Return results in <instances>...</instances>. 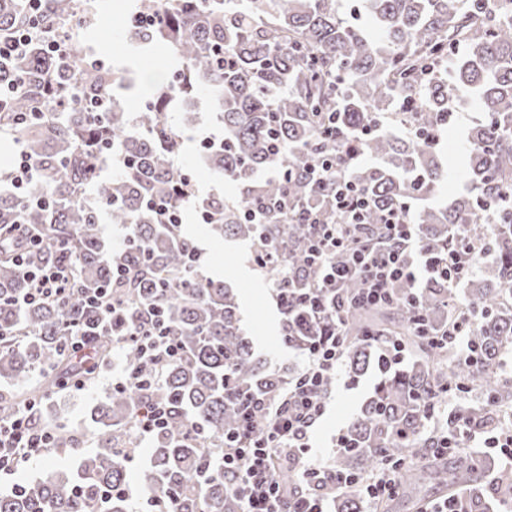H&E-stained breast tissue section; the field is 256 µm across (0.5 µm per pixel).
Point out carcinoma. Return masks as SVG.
<instances>
[{"mask_svg":"<svg viewBox=\"0 0 512 512\" xmlns=\"http://www.w3.org/2000/svg\"><path fill=\"white\" fill-rule=\"evenodd\" d=\"M339 0H153L143 11L162 10L155 25L131 26L129 38L141 46L164 44L181 63L172 83L155 87L151 98L131 115L113 94L119 72L91 64L83 41L98 37L89 22L97 0H46L44 15L26 51L0 58V134L29 158L32 175L20 192L0 189V413L43 401L72 387L85 365L74 360L67 326L82 321V294L111 289L121 309L120 325H131L152 311L162 328L180 341L182 356L158 367L140 358L136 345L122 343L125 367L137 369L142 385L112 389L91 420L97 447L80 457L75 470H56L18 483L0 493V512H126L115 487L128 486L127 457L135 455L137 414L150 402L170 408L168 425L152 434L149 463L141 474L150 494H176L175 512H240L230 487L232 474L202 468L207 450L224 447V432L238 420L236 400L282 396L294 377L257 357L244 329L238 290L221 278L196 281L187 253L196 245L179 224H157L144 207L150 196H167L183 206L174 186L185 172L171 155L181 138L165 114L182 107L177 86L192 96L204 91L216 111L223 135L205 150L209 167L240 185L237 205L204 200L216 214L210 231L221 238L255 244L261 239L288 244L284 253L289 281L317 284L319 271L300 263L297 249L308 226L300 207L321 212L324 223L341 222L329 203L331 186L311 179L312 159L332 146L320 138L326 112H333L344 139L337 153L350 148L367 159L347 163L343 173L355 181L376 208L399 207L436 195L448 179V162L436 147L376 126L407 118L433 131L443 127L454 94L471 93L481 123L467 135L462 175L471 193L444 208L422 207L411 215L428 249L443 256L462 235L492 234L494 261L473 283L455 316L479 312L469 336L480 364L456 363L417 330L412 298L425 327L439 334L448 327L443 304L453 289L440 279L422 288L399 281L401 305L346 307L348 332L344 359L357 377L378 362L380 351L368 334L403 336L413 359L382 373L373 396L346 430L347 448L332 469L366 478L381 462L405 463L398 497L412 500L430 483L450 492L475 481L476 471L442 460L429 438L425 403L444 391L476 389L497 406L512 404V384L497 371L503 350L512 347V0H359L370 27L339 14ZM30 25L25 0H0V40ZM57 37L62 53L45 51L44 40ZM106 93L103 110L72 107ZM413 97L414 112L397 111L399 99ZM118 146L130 160L97 195L105 159ZM282 169L265 179L258 174ZM288 195V210L279 201ZM269 206L267 223L248 224L242 209L257 199ZM121 224L130 239L118 258L104 238V223ZM43 238L28 257L73 270L72 293L62 303L25 304L30 288L14 261L12 244L26 231ZM131 268L129 279L115 283L112 263ZM315 325L281 321V341L299 348L313 338ZM117 335L96 337L92 352L106 362ZM42 381L33 387L32 377ZM67 424L53 425V446L73 448ZM311 494L334 502L336 512H359V499L328 476L311 480Z\"/></svg>","mask_w":512,"mask_h":512,"instance_id":"cac0c4a2","label":"carcinoma"}]
</instances>
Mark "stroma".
<instances>
[{
    "label": "stroma",
    "mask_w": 512,
    "mask_h": 512,
    "mask_svg": "<svg viewBox=\"0 0 512 512\" xmlns=\"http://www.w3.org/2000/svg\"><path fill=\"white\" fill-rule=\"evenodd\" d=\"M106 2V8L95 16L103 35L99 40L87 42L86 51L89 58L103 59L107 65L131 66L133 86L125 91L124 96L133 102H142L149 98L156 85L170 77L171 56L166 48L159 47L147 55L130 59L127 54L124 20L134 11L132 0ZM464 110L466 117L463 123L449 125L447 133L442 137V151L450 161L451 167L447 183L440 193L430 200L434 206L446 205L458 195L470 190L469 185L458 176L457 169L467 154V129L480 120L481 114L470 102L465 104ZM166 120L184 141L183 149L173 155L172 161L176 167L191 175L198 198L216 197L223 199L225 204H236L239 199L238 187L225 182L202 163L201 139L207 136L215 138L220 133L213 114L205 109L200 110L196 125L189 129L184 126L182 112H169ZM183 229L205 253L204 276L224 278L226 283L238 288L243 322L258 350L273 368L296 372L299 359L291 349L284 347L280 340L281 315L273 299L271 282L266 276L254 271L249 261V245L234 239L211 236L206 225L197 222L195 206L191 203L185 206ZM120 369V361L111 360L101 368L99 375L88 387L79 390L68 389L52 398L51 403L58 409L61 421L75 429L82 439L79 448L56 454L58 464L69 469L76 468L80 453L93 448L94 426L90 420V411L94 406L107 400ZM376 382V375L368 374L360 378L354 388H345L340 383L334 387L328 400L327 412L312 437L314 452L322 465L333 464L336 458L337 435L344 431L348 421L359 412L364 401L371 395Z\"/></svg>",
    "instance_id": "stroma-1"
}]
</instances>
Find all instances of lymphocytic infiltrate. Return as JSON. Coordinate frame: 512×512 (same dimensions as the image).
I'll list each match as a JSON object with an SVG mask.
<instances>
[{"label":"lymphocytic infiltrate","instance_id":"obj_1","mask_svg":"<svg viewBox=\"0 0 512 512\" xmlns=\"http://www.w3.org/2000/svg\"><path fill=\"white\" fill-rule=\"evenodd\" d=\"M311 172L317 180H334V204L344 216L343 223H322L318 213L307 212L303 220L310 228L300 252L303 263L318 269L321 279L314 288L300 289L295 299H287L281 283H274L276 304L284 315L299 314L320 324L315 341L303 346V360L295 384L279 402L256 400L243 406L237 425L224 436V452L208 459V466L220 465L234 473V492L241 499L242 512H325L324 499L303 491L302 486L323 467L311 456V437L326 412L327 401L319 391L326 378L336 374L344 356L342 316L337 295L351 278H359L362 288L355 306L395 303L393 286L401 279L415 278L418 271L456 283L489 250V242L460 238L457 246L443 258L433 257L409 207L373 210L369 198L356 182L345 178L333 156L315 157ZM375 211L381 239L370 244L362 236L363 219ZM18 265L30 283L23 300L27 303L61 301L70 293L72 272L57 264L31 265L25 255H18ZM125 340L136 343L142 357L152 363L175 357L178 345L173 337L163 335L153 319L146 318L125 327ZM428 415L435 427L432 440L439 452L459 447L462 441L478 440L484 447L498 449L512 466V426L489 429L461 422L455 433H447L440 419L447 415V402H431ZM52 448V434L39 426L33 411L10 418H0V471L12 473L21 465L45 458ZM291 454L297 485L285 490L280 476L279 459ZM339 487L356 492L363 502L372 504L393 496L400 486L397 465L381 467L373 477L361 479L337 476Z\"/></svg>","mask_w":512,"mask_h":512}]
</instances>
